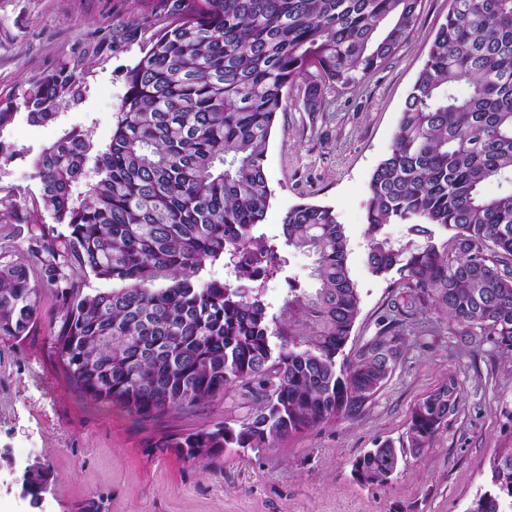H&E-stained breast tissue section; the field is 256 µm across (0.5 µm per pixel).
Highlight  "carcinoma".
<instances>
[{
  "instance_id": "carcinoma-1",
  "label": "carcinoma",
  "mask_w": 512,
  "mask_h": 512,
  "mask_svg": "<svg viewBox=\"0 0 512 512\" xmlns=\"http://www.w3.org/2000/svg\"><path fill=\"white\" fill-rule=\"evenodd\" d=\"M421 0H175L170 23L126 74L106 151L90 156L74 129L34 165L56 224L0 238V340L29 335L44 293L59 310L52 348L74 384L143 419L175 414L233 387L251 401L241 419L154 448L205 460L361 414L401 343L395 323L353 361L341 358L360 314L348 240L334 208L299 203L284 213V244L313 257V286L288 280L273 312L265 283L286 264L258 232L272 191L267 145L288 91L307 82L305 108L387 63L410 37ZM466 88V93L458 89ZM63 66L23 92L27 119L54 121L81 99ZM95 179L77 203L72 188ZM495 182L499 194L484 187ZM1 224L22 221L10 201ZM408 225L392 241L385 226ZM367 264L399 275L401 311L432 307L467 343L512 353V0H454L408 94L390 154L374 170L365 212ZM234 256V280L201 276ZM112 282L86 292L73 271ZM445 382L410 410L408 447L429 446L458 404ZM392 441L359 456L362 485L398 474ZM492 489L470 512H512V453L492 464ZM23 488L38 508L45 475Z\"/></svg>"
}]
</instances>
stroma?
<instances>
[{
	"instance_id": "obj_1",
	"label": "stroma",
	"mask_w": 512,
	"mask_h": 512,
	"mask_svg": "<svg viewBox=\"0 0 512 512\" xmlns=\"http://www.w3.org/2000/svg\"><path fill=\"white\" fill-rule=\"evenodd\" d=\"M173 0H0V101H14L0 129V202L23 200L22 236L53 225L34 161L72 129L88 134L92 154L105 151L134 67L171 19ZM452 0H422L409 39L356 85L336 87L327 109L304 111V84L290 91L265 159L273 191L260 226L278 238L289 207L309 201L335 208L348 239V266L360 314L345 347H362L398 318L394 275L366 263L365 203L371 175L390 152L400 112ZM80 80L82 98L46 125L30 124L24 90L59 66ZM282 273L266 286L280 307L289 279L309 287L310 258L286 251ZM57 312L52 295L28 336L0 340V512H33L20 494L26 471L48 472L42 512H467L490 490V465L512 451V354L473 351L450 336L448 322L417 310L403 327L392 373L360 415L305 430L274 448L202 462L153 439L187 434L246 414L240 390L194 410L143 419L77 388L49 349ZM461 388L428 448L407 450L385 485L354 481L353 461L375 444L401 440L412 406L448 378Z\"/></svg>"
}]
</instances>
